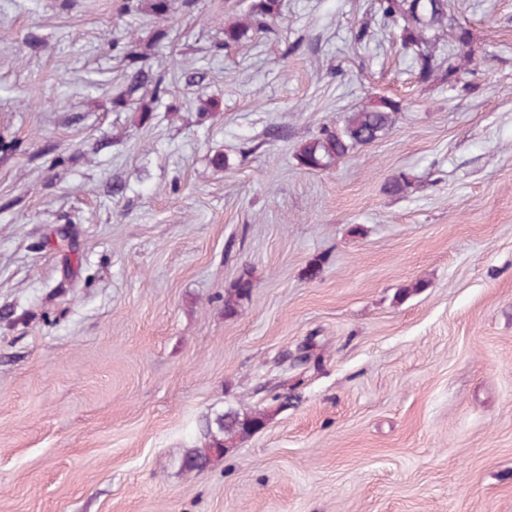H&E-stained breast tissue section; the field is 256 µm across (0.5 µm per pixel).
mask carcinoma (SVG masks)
<instances>
[{
  "mask_svg": "<svg viewBox=\"0 0 512 512\" xmlns=\"http://www.w3.org/2000/svg\"><path fill=\"white\" fill-rule=\"evenodd\" d=\"M378 10L383 19L394 27L401 47L414 55L420 75L431 76L436 69V59L428 32L442 31L448 21L450 0H379ZM280 14L279 0H258L251 8L246 24L224 28V48L237 45L249 31L262 33L270 30ZM131 78L121 92L125 103L144 86L152 85V96L159 98L167 93L164 78L154 76L145 68L142 56L128 55ZM398 105L380 98L362 108L346 113L334 126H324L319 134L303 145L299 153L301 165L308 169L328 168L357 146L380 139L392 126ZM252 283L247 278L236 281L224 297V313L232 315L239 300L249 296ZM265 414L262 412L240 415L230 410L214 420L208 428L206 442L191 449L185 457L186 467L195 470L203 467L213 453L222 454L229 444L243 440L261 429Z\"/></svg>",
  "mask_w": 512,
  "mask_h": 512,
  "instance_id": "carcinoma-1",
  "label": "carcinoma"
}]
</instances>
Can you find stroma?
<instances>
[{
    "label": "stroma",
    "mask_w": 512,
    "mask_h": 512,
    "mask_svg": "<svg viewBox=\"0 0 512 512\" xmlns=\"http://www.w3.org/2000/svg\"><path fill=\"white\" fill-rule=\"evenodd\" d=\"M255 2L0 0V512H512V0H452V82L376 0L225 48ZM230 409L266 423L188 470ZM128 58L132 74L129 83L126 85L119 97L121 99V103H127L129 100H133L135 94L140 89H143L148 83L153 87V98H161V96L167 93L168 88L165 84L164 78L160 76H153L148 70H146L142 55L130 53ZM398 105L380 98L362 108L347 112L334 126H324L319 134L303 145L301 165L308 169L328 168L357 146L380 139L392 126ZM252 287L251 281L247 278H240L236 281L224 297V313L233 315L239 300L249 296Z\"/></svg>",
    "instance_id": "1"
}]
</instances>
